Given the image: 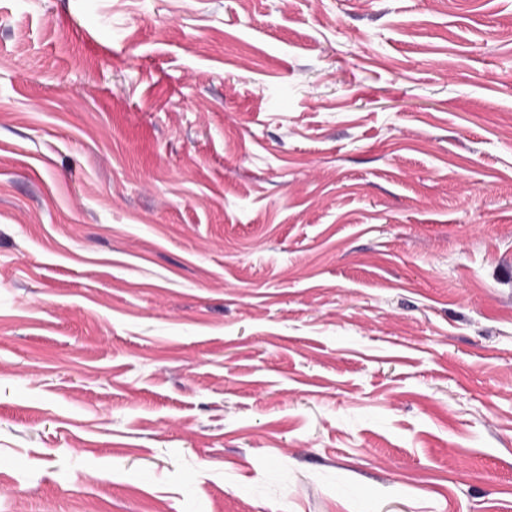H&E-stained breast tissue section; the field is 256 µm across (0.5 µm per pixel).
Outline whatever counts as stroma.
Returning a JSON list of instances; mask_svg holds the SVG:
<instances>
[{
  "label": "stroma",
  "instance_id": "1",
  "mask_svg": "<svg viewBox=\"0 0 512 512\" xmlns=\"http://www.w3.org/2000/svg\"><path fill=\"white\" fill-rule=\"evenodd\" d=\"M0 512H512V0H0Z\"/></svg>",
  "mask_w": 512,
  "mask_h": 512
}]
</instances>
